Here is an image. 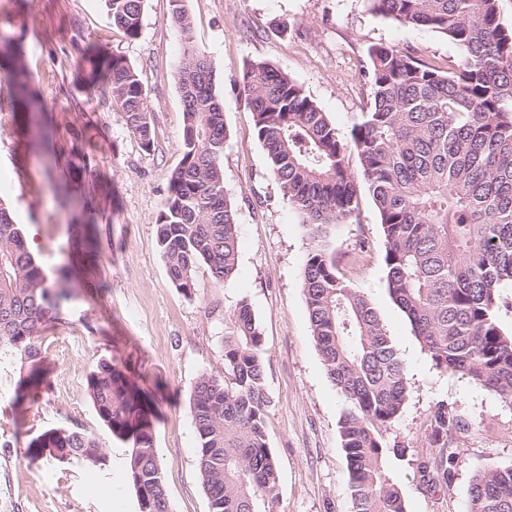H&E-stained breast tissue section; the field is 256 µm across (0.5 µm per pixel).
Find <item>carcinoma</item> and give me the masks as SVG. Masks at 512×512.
Instances as JSON below:
<instances>
[{"label":"carcinoma","instance_id":"1","mask_svg":"<svg viewBox=\"0 0 512 512\" xmlns=\"http://www.w3.org/2000/svg\"><path fill=\"white\" fill-rule=\"evenodd\" d=\"M172 2L170 23L186 45L177 68L184 128L156 236L170 280L188 292L201 267L218 283L234 276L239 224L224 190L227 129L213 69L193 44L185 0ZM368 2L386 19L447 37L459 60L442 69L408 50L371 46L370 99L347 138L283 70L253 61L240 84L270 169L311 242L302 288L312 336L345 403L340 433L353 512H407L388 467L403 450L383 438L409 394L406 366L372 300L339 275L332 233L359 215L368 195L379 216L388 294L436 369L512 401V334L497 319L501 289L512 287V29L500 22L498 0ZM105 4L116 27L130 38L140 34L143 0ZM100 67L101 97L120 102L128 128L151 149V113L137 71L117 54ZM0 70L16 88L23 121L31 122L22 51L1 57ZM68 293L67 281H48L0 205V350L20 359V397L46 384L38 335ZM228 320L224 374L202 375L192 394L199 478L210 512H273L279 484L266 431L264 341L246 301ZM87 389L112 434L133 440L127 474L139 512H170L146 393L107 362L88 374ZM457 425L448 402L438 401L430 424L434 462L418 467L430 489L448 484V431ZM27 451H59L101 466L107 460L93 436L62 428L42 431ZM467 512H512V465L474 475Z\"/></svg>","mask_w":512,"mask_h":512}]
</instances>
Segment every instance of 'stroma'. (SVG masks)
<instances>
[{
	"label": "stroma",
	"instance_id": "1",
	"mask_svg": "<svg viewBox=\"0 0 512 512\" xmlns=\"http://www.w3.org/2000/svg\"><path fill=\"white\" fill-rule=\"evenodd\" d=\"M186 8L224 106V187L240 226L232 280L214 283L201 269L188 293L169 279L155 229L184 126L176 82L184 44L169 23L171 0H144L135 39L113 25L104 0H0V33L23 46L39 106L33 135H23L14 90L0 80V203L49 281L71 279L58 317L39 334L48 387L18 399L20 360L0 353V512H138L125 474L132 443L112 436L87 390L88 374L112 361L154 402L171 512H209L190 398L201 375L223 374L227 313L242 300L264 337L274 512H351L343 399L326 376L301 288L309 240L268 167L239 80L252 61L282 68L345 135L365 110L371 45L406 48L439 66L457 61L458 49L436 32L374 14L367 0H187ZM113 53L145 88L151 149L94 84L95 58ZM333 247L340 276L374 302L407 366L409 396L386 433L405 449L388 465L407 512H467L474 474L512 464V402L441 372L421 348L388 295L370 198L337 226ZM442 398L459 422L448 435L457 462L435 492L420 483L417 466L434 457L430 420ZM49 428L92 434L106 465L28 454L29 441Z\"/></svg>",
	"mask_w": 512,
	"mask_h": 512
}]
</instances>
